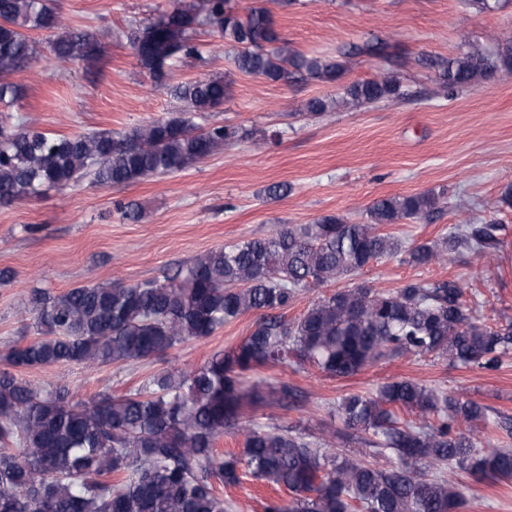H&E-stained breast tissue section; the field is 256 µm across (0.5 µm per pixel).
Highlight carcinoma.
<instances>
[{"label": "carcinoma", "instance_id": "1", "mask_svg": "<svg viewBox=\"0 0 512 512\" xmlns=\"http://www.w3.org/2000/svg\"><path fill=\"white\" fill-rule=\"evenodd\" d=\"M206 24L235 50V67L271 82L338 81L344 65L293 49L270 12L240 15L232 0H182L142 28L140 66L158 84L165 68L203 58L196 26ZM42 33L36 40L32 33ZM45 45L65 64L101 54L89 31L64 27L50 0H0V104L22 94L13 75ZM348 55L378 57L384 76L345 88L354 102L411 100L396 72L408 60L372 37ZM444 96L453 97L495 73L512 75V32L496 47H473L436 63ZM184 108L125 132L52 134L32 125H0V204L65 188L84 178L122 187L201 161L235 132L203 131L194 113L229 97L222 76L171 88ZM440 197L424 192L384 198L370 221L349 224L324 215L312 224H279L268 235L205 252L162 280L89 284L52 295L34 290L36 335L12 345L0 369V512H228L224 488L245 481L288 492L269 497L263 512H460L466 502L456 472L483 481L512 480V450L479 448L474 429L489 408L411 379L351 394L329 415L370 453L339 451L292 427H260L249 409L271 397L295 406L301 394L282 383L266 392L248 383L265 367L313 365L349 377L407 354H435L452 364L497 371L512 355V323L494 328L478 319L458 279L413 281L389 290L341 288L320 296L298 317L285 314L300 292L351 275L373 261L403 256L415 266L452 263L461 250L489 256L503 245V225L467 224L440 242L402 248L381 227L430 221ZM247 313L257 314L234 347L200 366L171 365L137 392L72 403L43 392L20 372L57 364L88 368L163 356L177 344L214 334ZM230 431L243 448L222 453ZM390 460L387 467L366 456Z\"/></svg>", "mask_w": 512, "mask_h": 512}]
</instances>
